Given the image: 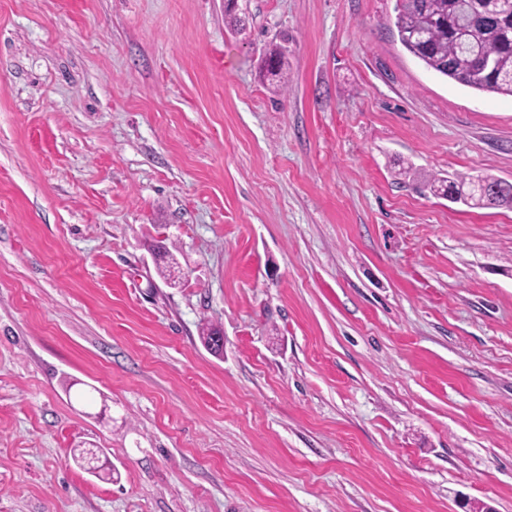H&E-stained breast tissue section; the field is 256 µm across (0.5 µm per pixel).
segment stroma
<instances>
[{
  "label": "stroma",
  "instance_id": "1",
  "mask_svg": "<svg viewBox=\"0 0 512 512\" xmlns=\"http://www.w3.org/2000/svg\"><path fill=\"white\" fill-rule=\"evenodd\" d=\"M395 5L0 0V512H512V209L419 190L512 98ZM288 35H283L280 43L272 44L265 52L261 60V70L274 76H279L288 67L286 46Z\"/></svg>",
  "mask_w": 512,
  "mask_h": 512
}]
</instances>
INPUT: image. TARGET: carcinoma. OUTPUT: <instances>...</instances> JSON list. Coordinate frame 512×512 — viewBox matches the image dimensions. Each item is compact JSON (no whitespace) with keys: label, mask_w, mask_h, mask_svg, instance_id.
Masks as SVG:
<instances>
[{"label":"carcinoma","mask_w":512,"mask_h":512,"mask_svg":"<svg viewBox=\"0 0 512 512\" xmlns=\"http://www.w3.org/2000/svg\"><path fill=\"white\" fill-rule=\"evenodd\" d=\"M394 26L403 47L426 69L471 89L512 97V0H397ZM288 36L271 45L261 70L279 76L288 67ZM465 182L429 179L435 195L466 202ZM487 201L512 208V184L490 179Z\"/></svg>","instance_id":"obj_1"}]
</instances>
